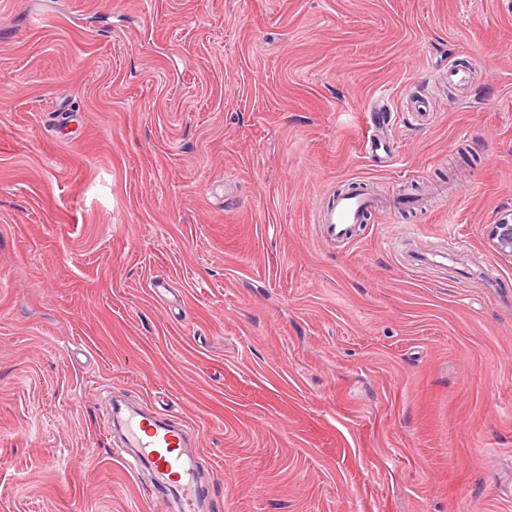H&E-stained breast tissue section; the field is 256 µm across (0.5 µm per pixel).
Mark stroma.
Returning <instances> with one entry per match:
<instances>
[{"label":"stroma","instance_id":"obj_1","mask_svg":"<svg viewBox=\"0 0 512 512\" xmlns=\"http://www.w3.org/2000/svg\"><path fill=\"white\" fill-rule=\"evenodd\" d=\"M368 182L420 201L325 242ZM510 213L506 0H0V512H175L118 392L204 512H512ZM488 240L492 248L502 257L512 260V220L503 218L489 225ZM123 446L133 448L135 469L148 465L158 484L172 492L179 512H199V501L205 496L198 485L195 468L185 458L183 448L188 433L166 419L127 407L122 419ZM177 475L178 480H172Z\"/></svg>","mask_w":512,"mask_h":512}]
</instances>
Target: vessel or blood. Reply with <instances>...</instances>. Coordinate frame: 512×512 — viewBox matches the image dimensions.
Segmentation results:
<instances>
[{
  "label": "vessel or blood",
  "instance_id": "b4317fda",
  "mask_svg": "<svg viewBox=\"0 0 512 512\" xmlns=\"http://www.w3.org/2000/svg\"><path fill=\"white\" fill-rule=\"evenodd\" d=\"M379 205L369 189L355 195H329L321 212L323 237L354 239L367 214ZM122 433L124 447L133 451L134 466H149L160 487L174 495L178 512H200L199 502L204 493L190 459L183 452L187 431L162 417L131 408L122 419Z\"/></svg>",
  "mask_w": 512,
  "mask_h": 512
}]
</instances>
